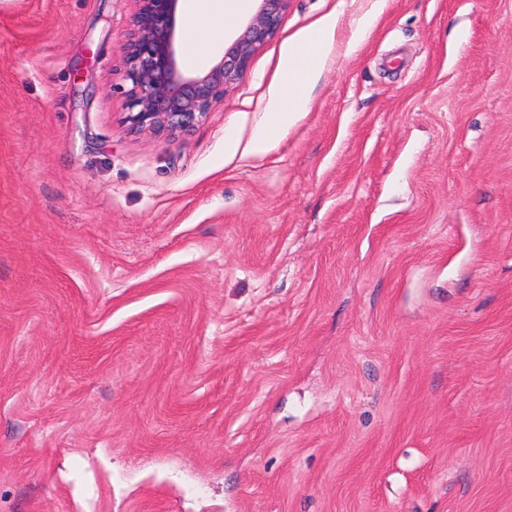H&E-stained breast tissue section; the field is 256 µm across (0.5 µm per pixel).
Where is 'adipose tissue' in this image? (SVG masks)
<instances>
[{"mask_svg":"<svg viewBox=\"0 0 512 512\" xmlns=\"http://www.w3.org/2000/svg\"><path fill=\"white\" fill-rule=\"evenodd\" d=\"M245 6V0H186L182 30L189 66H197L204 60L208 38L223 31L226 20ZM336 28V15H328L311 30L289 42L282 56L281 86L267 116L256 128V150H267L277 134L289 128L297 116L307 112L311 103L307 87L325 65L334 45Z\"/></svg>","mask_w":512,"mask_h":512,"instance_id":"adipose-tissue-1","label":"adipose tissue"}]
</instances>
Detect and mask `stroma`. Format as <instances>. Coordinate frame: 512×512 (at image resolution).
I'll use <instances>...</instances> for the list:
<instances>
[{
    "mask_svg": "<svg viewBox=\"0 0 512 512\" xmlns=\"http://www.w3.org/2000/svg\"><path fill=\"white\" fill-rule=\"evenodd\" d=\"M371 2L167 139L133 0H0V512H512V0ZM385 3V0H374L370 10L362 14L358 19L354 21V29L352 38L349 41V46L359 43L363 36L371 31L378 17L383 12ZM337 28L335 14L321 18L309 31L288 43L282 56V83L268 115L257 125L255 148L265 151L277 134L291 126L295 118L309 109L307 87L322 71L333 48Z\"/></svg>",
    "mask_w": 512,
    "mask_h": 512,
    "instance_id": "35a3bbf8",
    "label": "stroma"
}]
</instances>
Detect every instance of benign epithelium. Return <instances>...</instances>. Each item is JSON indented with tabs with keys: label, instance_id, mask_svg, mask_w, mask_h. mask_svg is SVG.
<instances>
[{
	"label": "benign epithelium",
	"instance_id": "7a95c632",
	"mask_svg": "<svg viewBox=\"0 0 512 512\" xmlns=\"http://www.w3.org/2000/svg\"><path fill=\"white\" fill-rule=\"evenodd\" d=\"M178 2L134 0L117 85L125 99L124 122L133 132L168 139L190 132L275 35L290 0H259L257 14L202 75L184 69L177 57Z\"/></svg>",
	"mask_w": 512,
	"mask_h": 512
}]
</instances>
